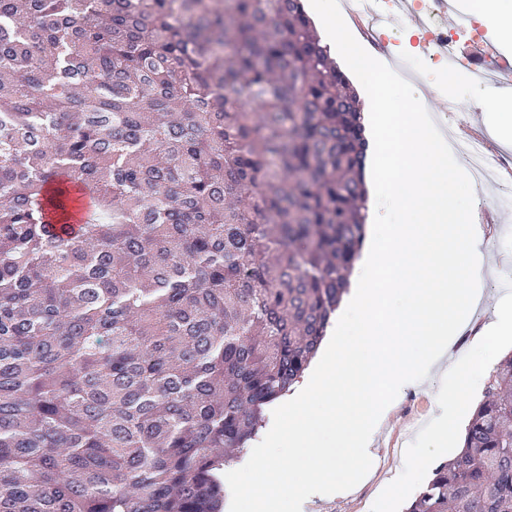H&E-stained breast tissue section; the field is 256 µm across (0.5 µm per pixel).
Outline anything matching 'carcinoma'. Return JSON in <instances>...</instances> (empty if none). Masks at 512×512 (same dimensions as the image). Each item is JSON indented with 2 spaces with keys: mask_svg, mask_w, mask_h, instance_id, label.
<instances>
[{
  "mask_svg": "<svg viewBox=\"0 0 512 512\" xmlns=\"http://www.w3.org/2000/svg\"><path fill=\"white\" fill-rule=\"evenodd\" d=\"M366 150L302 0H0V512H223L347 289ZM405 512H512L511 353ZM275 408L276 407L274 405H272L270 407V410L268 413L269 420H267V417H266L265 425H263V427L260 428V430H262L264 428L261 431V433L271 428L272 422H273V410ZM260 434H259V436H260ZM259 436L254 441H249V443H248L247 447L244 449V451L242 453H240V455H238L239 456L238 458L234 459V460H238L236 463H233L231 466H228L224 469V511L223 512H230V504H231V492H230L228 483L225 479V474L229 471H232V470L242 467L247 462V460L249 459V456L251 454V451L253 449L254 442L257 441Z\"/></svg>",
  "mask_w": 512,
  "mask_h": 512,
  "instance_id": "obj_1",
  "label": "carcinoma"
}]
</instances>
